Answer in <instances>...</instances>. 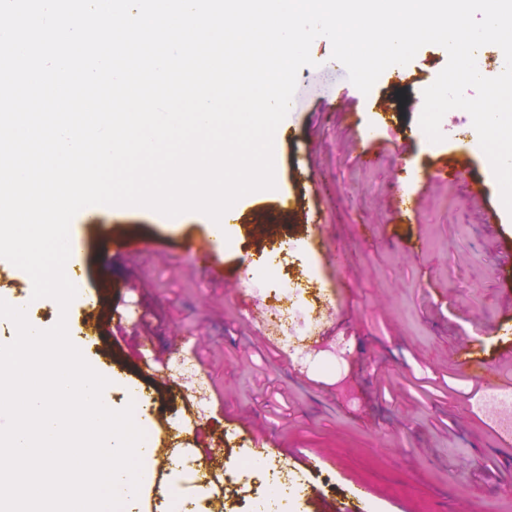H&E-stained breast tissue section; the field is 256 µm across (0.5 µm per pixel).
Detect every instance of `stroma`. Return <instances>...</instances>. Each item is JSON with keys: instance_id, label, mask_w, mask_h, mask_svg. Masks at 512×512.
Segmentation results:
<instances>
[{"instance_id": "obj_1", "label": "stroma", "mask_w": 512, "mask_h": 512, "mask_svg": "<svg viewBox=\"0 0 512 512\" xmlns=\"http://www.w3.org/2000/svg\"><path fill=\"white\" fill-rule=\"evenodd\" d=\"M311 55L277 128L274 188L233 206L224 277L183 247L205 236L203 214L77 215L74 244L90 259L82 287L67 311L47 300L31 318L50 327L66 316L89 364L111 378L113 409L130 385L149 397L155 465L141 475L139 512H155L163 496L175 512H245L259 482L239 472L266 438L301 486L288 512H357L360 486L368 512H512V446L460 356L468 348L498 378L512 373V342L495 332L512 318V265L500 261L512 214L468 113H446L436 143L419 126L418 101L447 53L423 46L345 111L336 103L351 82L330 41H314ZM364 129L371 141L358 140ZM366 150L376 162L360 161ZM445 163L456 178L427 179ZM398 187L415 192L414 211H393ZM130 225L146 238L135 252L119 243ZM294 235L313 270L303 297L321 319L299 343L300 362L256 319L258 303L282 310L288 301L260 298L237 266L243 256L266 262ZM102 286L97 334L85 320ZM145 354L156 359L150 376L138 373ZM183 357L207 386L205 407H185V381L165 367ZM175 448L197 461L196 474L171 462ZM313 455L316 472L304 462ZM211 458L231 480L205 483Z\"/></svg>"}]
</instances>
